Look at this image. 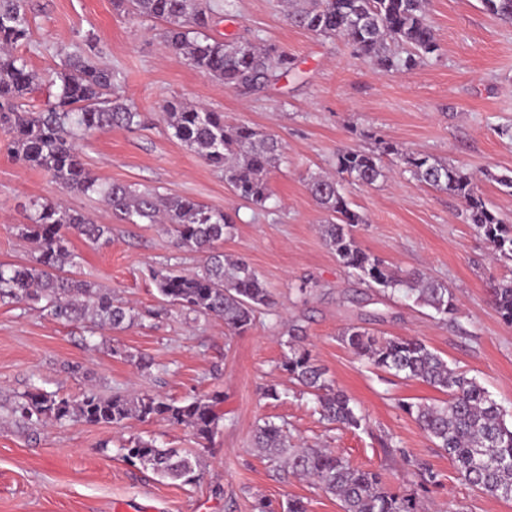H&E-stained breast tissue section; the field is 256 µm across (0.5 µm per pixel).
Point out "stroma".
Returning a JSON list of instances; mask_svg holds the SVG:
<instances>
[{
  "label": "stroma",
  "mask_w": 512,
  "mask_h": 512,
  "mask_svg": "<svg viewBox=\"0 0 512 512\" xmlns=\"http://www.w3.org/2000/svg\"><path fill=\"white\" fill-rule=\"evenodd\" d=\"M210 2L211 35L288 51L294 74L258 94L225 88L169 53L163 22L127 13L114 0H26L31 35L13 53L43 74L88 52L121 72L119 92L143 124L78 140L87 168L103 182L187 196L230 215L234 229L219 249L261 275L274 306L241 334L213 318L163 308L151 269L191 271L201 255L176 249L163 225L129 224L98 199L61 191L15 159L9 134L0 130V263L32 260L17 227L37 202L62 198L112 229L105 245L71 237V276L111 290L136 316L130 327L111 330L53 320L32 301L0 303V402L34 384L61 398L88 389L177 401L223 396L218 431L205 445L191 429L160 420L116 426L72 417L25 427L0 417V512H257L259 499L294 497L307 512H343L338 499L254 451V430L266 420L284 425L298 443L376 470L393 491L415 495L422 512H512V500L472 487L400 407L440 399V392L370 366L340 339L350 325L417 338L512 412V327L489 294L491 283L512 280V261L493 259L460 201L416 181L400 162L388 163L377 186L344 183L364 218L352 228L363 249L456 294L459 315L440 322L414 297H388L358 283L327 247L320 226L328 216L307 187L312 175L333 172L339 150L383 139L473 174L489 207L512 225V195L487 178L512 172V139L499 133L512 127V22L491 18L481 0H426L438 51L413 70L382 73L356 59L344 39L288 24L280 0H235L229 12L224 0ZM171 98L278 139L281 160L269 176L265 207L239 199L223 171L171 136L160 109ZM293 323L305 327L312 356L367 415L366 427L322 422L313 397L281 370ZM141 357L153 360L150 370L137 367ZM269 385L282 390L280 400L263 398ZM137 436L196 454L200 480L185 485L129 464L122 447ZM423 468L435 474V485L422 487Z\"/></svg>",
  "instance_id": "obj_1"
}]
</instances>
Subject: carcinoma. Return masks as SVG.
I'll use <instances>...</instances> for the list:
<instances>
[{
	"label": "carcinoma",
	"instance_id": "cac0c4a2",
	"mask_svg": "<svg viewBox=\"0 0 512 512\" xmlns=\"http://www.w3.org/2000/svg\"><path fill=\"white\" fill-rule=\"evenodd\" d=\"M486 12L512 21V0H482ZM133 13L166 23L162 37L169 51L195 68L244 93H260L286 78L293 60L284 50L258 48L250 43L216 39L205 30L213 21L206 0H117ZM285 18L292 26L316 36L345 39L355 57L382 72L410 70L438 50L434 28L425 14V0H288ZM25 0H0V128L13 134L11 153L24 164L46 173L62 190L98 195L112 211L131 224L171 226L173 245L206 254L199 270L176 274L166 267L152 271L159 295L172 306L224 322L231 332L249 329L262 309H271L265 282L244 260H229L216 250L232 228L222 211L177 195L161 196L127 184L103 183L85 168L76 140L112 126L140 125V113L117 94L119 72L89 55L65 58L52 73L55 102L33 112L23 99L43 77L10 47L30 35ZM162 120L172 134L197 151L211 166L224 171L225 181L242 199L258 206L271 196L269 174L276 167L279 145L271 136L248 124L227 125L224 113L206 110L179 99L161 105ZM401 157L418 181L446 191L463 205L468 223L495 255L512 261V227L491 211L466 172L448 162L421 154H403L393 144L379 141L368 150L346 149L336 155V176H314L309 190L316 202L336 217L321 225L322 237L339 262L360 280L385 293L417 294V300L448 322L457 304L448 288L420 274L402 276L378 256L364 250L349 230L363 223L341 188L348 179L373 186L386 178L383 157ZM112 229L54 200L37 204L19 235L34 249L24 265L0 263V302L43 301V309L61 322L90 320L113 330L134 322L130 309L95 284L75 279L68 269L76 265L68 235L92 243ZM492 303L504 323L512 325V281L490 288ZM303 330L288 327V352L281 369L293 384L315 397L324 421L359 429L367 417L354 399L334 386L326 371L301 345ZM341 340L377 369L397 377L421 381L446 395L443 400L404 404L436 447L448 454L460 474L485 494L512 500V424L509 411L490 397L474 378L448 367L437 352L418 339L380 337L351 326ZM221 395L205 394L178 403L158 395L115 393L105 397L86 391L76 399L59 398L32 387L0 412L24 424L61 422L78 416L89 424L114 425L137 418L184 426L203 441H211L220 416ZM255 448L268 462L284 464L288 472L311 478L323 492L342 503L343 512H419L411 496L387 489L379 473L354 467L323 448H294L283 427L265 421L257 427ZM124 458L148 467L161 477L191 484L199 479V463L177 448L160 447L153 440L135 438L123 446Z\"/></svg>",
	"mask_w": 512,
	"mask_h": 512
}]
</instances>
